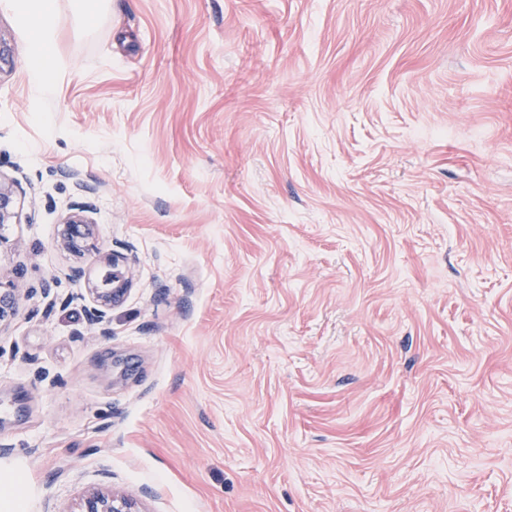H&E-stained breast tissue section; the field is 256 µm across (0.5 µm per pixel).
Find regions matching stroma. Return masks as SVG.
<instances>
[{
  "label": "stroma",
  "instance_id": "obj_1",
  "mask_svg": "<svg viewBox=\"0 0 512 512\" xmlns=\"http://www.w3.org/2000/svg\"><path fill=\"white\" fill-rule=\"evenodd\" d=\"M56 12L41 99L0 10V512H512V0ZM19 183L0 173V224H16L19 218ZM71 211L61 221L63 228L59 238V245L71 252L81 253L92 249L96 239V225L85 215L86 207L74 204ZM112 268L113 288H100L97 282L87 280V294L90 306L85 308L87 321L90 325L107 326L112 307L121 302L129 289V279L126 276V258L112 253L108 260ZM3 290V291H2ZM21 300L20 288H17L13 281L8 280L6 283L0 280V321L14 312ZM135 507V500L125 494L92 492L82 499L76 512H142Z\"/></svg>",
  "mask_w": 512,
  "mask_h": 512
}]
</instances>
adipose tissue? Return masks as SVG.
<instances>
[{
  "label": "adipose tissue",
  "mask_w": 512,
  "mask_h": 512,
  "mask_svg": "<svg viewBox=\"0 0 512 512\" xmlns=\"http://www.w3.org/2000/svg\"><path fill=\"white\" fill-rule=\"evenodd\" d=\"M0 9L25 20L38 19L39 25L29 41L30 51L38 61L30 83L36 95L52 96L53 85L46 72L52 66L50 45L56 19L55 0H0Z\"/></svg>",
  "instance_id": "obj_1"
}]
</instances>
